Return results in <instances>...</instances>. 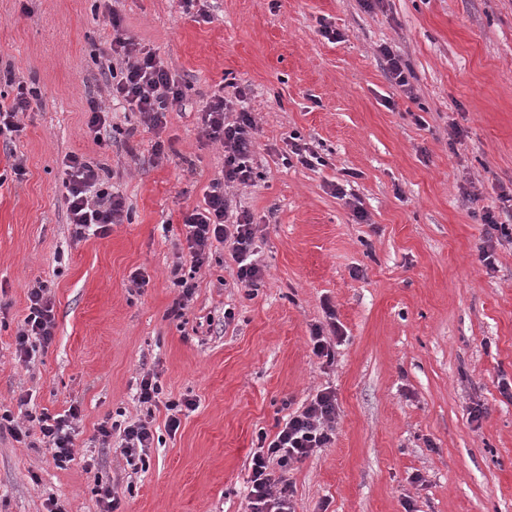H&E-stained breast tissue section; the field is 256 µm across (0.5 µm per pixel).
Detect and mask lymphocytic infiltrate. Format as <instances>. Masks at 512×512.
I'll return each instance as SVG.
<instances>
[{"label":"lymphocytic infiltrate","instance_id":"obj_1","mask_svg":"<svg viewBox=\"0 0 512 512\" xmlns=\"http://www.w3.org/2000/svg\"><path fill=\"white\" fill-rule=\"evenodd\" d=\"M113 36L99 61L100 75L109 92L129 111L138 113L148 128L163 125L170 106L184 97V85L170 72L155 52L141 47L123 27V19L115 9L106 13ZM244 89H237L234 97L215 93L200 105L201 129L210 141L224 148V176L213 180L205 194L204 206L194 209L184 218L186 227V254L189 265L186 273L175 276L174 287L179 296L170 309L173 316H182L198 283L197 272L208 262L214 243L230 244L237 263L238 283L246 288L257 287L264 277V268L255 258L254 241L257 227L247 212H234L230 188L252 184L255 179L254 144L258 127L251 112L243 108ZM39 103L35 88L18 83L10 102H0V138L12 143V135L19 131L18 116L33 110ZM63 187L67 217L76 227L77 235L92 233L104 236L111 225L122 223L125 200L114 193L108 179L83 155L70 152L62 161ZM484 244L479 258L487 268L496 264V246L503 239L512 240V194L501 196L496 208H486L482 215ZM28 313L15 338L16 356L22 364H30L38 349L48 348L54 336L53 304L44 286L30 288ZM162 387L156 377L144 375L137 391L139 404L152 407L164 405L167 411L166 427L177 432L183 410L193 409L190 398L161 400ZM80 409L70 406L64 413H28L27 426H20L10 412H0V433L8 434L16 442L38 436L49 447L57 468H67L74 460L73 423ZM338 405L331 389L321 390L299 411L290 414L274 436L260 434L259 449L250 460L251 476L248 493V512H294L292 490L283 472L302 462L316 449L325 448L334 439ZM97 432L102 441L120 435V452L126 460L145 455L154 435L149 423L134 422L126 426L101 423Z\"/></svg>","mask_w":512,"mask_h":512}]
</instances>
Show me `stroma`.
Instances as JSON below:
<instances>
[{
  "label": "stroma",
  "instance_id": "obj_1",
  "mask_svg": "<svg viewBox=\"0 0 512 512\" xmlns=\"http://www.w3.org/2000/svg\"><path fill=\"white\" fill-rule=\"evenodd\" d=\"M200 3L208 20L178 0L116 5L187 85L153 130L99 74L108 0H0V95L24 82L40 96L19 117L15 154L0 148V407L22 425L27 394L52 415L81 409L65 469L43 444L0 434V512H47L51 497L100 512L101 485L117 512H246L259 434L326 388L335 438L289 469L295 512H512V402L499 388L512 379V246L497 247L496 270L479 260L482 210L512 189V0ZM383 45L409 62L412 91L388 78ZM237 86L258 126L257 177L231 194L258 226L264 277L241 287L229 246L216 245L176 318L183 219L224 168L197 109ZM90 95L111 109L100 142ZM293 135L324 165L286 164ZM72 151L126 201L128 219L106 236L76 237L68 222ZM40 284L54 338L25 366L15 337ZM327 304L343 333L330 364L309 339ZM149 373L163 399L196 401L177 433L165 407L136 400ZM108 419L149 421L143 466L127 464L119 438L101 442Z\"/></svg>",
  "mask_w": 512,
  "mask_h": 512
}]
</instances>
